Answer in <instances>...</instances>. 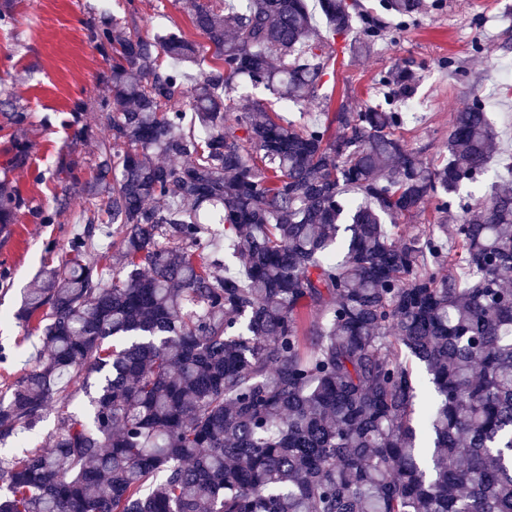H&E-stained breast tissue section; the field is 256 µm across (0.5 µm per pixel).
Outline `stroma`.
Returning <instances> with one entry per match:
<instances>
[{"instance_id": "obj_1", "label": "stroma", "mask_w": 512, "mask_h": 512, "mask_svg": "<svg viewBox=\"0 0 512 512\" xmlns=\"http://www.w3.org/2000/svg\"><path fill=\"white\" fill-rule=\"evenodd\" d=\"M378 0H357L371 12L381 39L373 53L354 57L346 53L344 36H326V50L334 57L317 96L304 107H285L269 91H254L268 109L296 119L305 114L330 122L340 106L352 109L374 98L381 71L406 65L419 80L409 95L416 120L402 135L411 147L432 162L443 158L448 127L454 113L471 91L488 97V111L495 123V165L464 191L478 200L492 184L512 189V174L503 167L512 159V90L492 91L493 65L512 56V0H444L442 10L426 9L415 21L398 26L389 14L377 12ZM15 23L0 28V78L17 106L27 109L23 127H15L0 112V181L18 187L25 202L15 223L0 228V394L32 370L41 340L35 323L17 316L21 295L58 265L69 240L78 230L74 218L79 201L57 208L65 189L57 171L77 164L82 179L93 175L92 161L102 137L96 101L101 79L108 70L105 59L85 37L84 26L108 13L125 15L140 34L152 33L159 15H167L191 40H199L180 0H9ZM455 71H448L447 60ZM84 100L82 122L90 137L73 143L70 107ZM30 146V159L21 168L8 167L16 136ZM56 209L54 223L42 224L35 215Z\"/></svg>"}]
</instances>
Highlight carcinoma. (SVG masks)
<instances>
[{"instance_id":"obj_1","label":"carcinoma","mask_w":512,"mask_h":512,"mask_svg":"<svg viewBox=\"0 0 512 512\" xmlns=\"http://www.w3.org/2000/svg\"><path fill=\"white\" fill-rule=\"evenodd\" d=\"M183 3L205 43L85 28L108 136L93 180L59 171L85 228L24 297L43 352L0 398V443L53 410L57 427L0 456V512H512V190L459 201L493 154L484 101L457 110L438 163L401 139L402 97L343 106L334 130L287 121L232 92L316 95L330 57L307 0ZM317 5L370 51L357 4ZM430 201L438 223L399 231ZM22 206L0 182V224ZM213 224L238 270L206 251ZM72 385L88 411L65 410Z\"/></svg>"}]
</instances>
